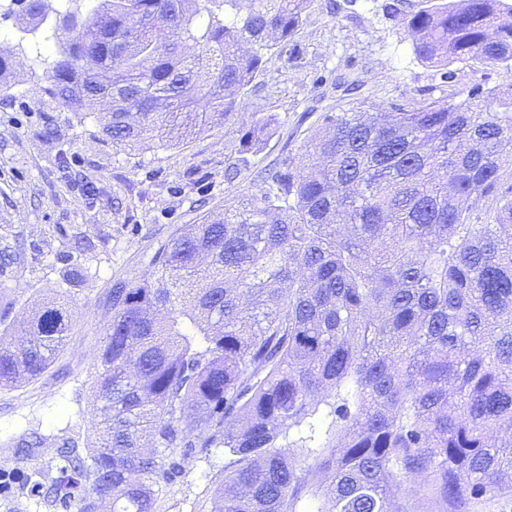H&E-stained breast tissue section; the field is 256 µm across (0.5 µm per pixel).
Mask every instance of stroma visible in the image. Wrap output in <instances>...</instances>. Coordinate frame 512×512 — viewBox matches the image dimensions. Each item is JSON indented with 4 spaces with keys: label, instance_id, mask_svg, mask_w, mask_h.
<instances>
[{
    "label": "stroma",
    "instance_id": "stroma-1",
    "mask_svg": "<svg viewBox=\"0 0 512 512\" xmlns=\"http://www.w3.org/2000/svg\"><path fill=\"white\" fill-rule=\"evenodd\" d=\"M387 2L313 0L297 59L269 56L238 116L162 150L153 142L113 144L98 119L51 103L48 80L34 75L31 49L39 37L22 32L12 0H0L8 13L0 20V49L13 55L9 94L0 96V251L15 255L0 267V313L18 323L36 303L62 296L74 314L71 338L51 367L37 380L0 389V462L13 461L19 440L34 433L46 443L23 462L26 470L54 465L68 429L93 436L94 372L112 282L148 274L157 242L180 225L258 194L256 171L297 155L322 113L363 100L378 109L409 106L480 82L504 83L499 70L481 63L454 65L451 82H442L416 58ZM256 111L273 115L276 125L238 177L226 181L225 168L239 164L229 145L241 116ZM64 156L70 166H62ZM79 238L95 249L79 260L87 278L69 286L61 257ZM227 462L220 448L189 461L159 493L156 512H212Z\"/></svg>",
    "mask_w": 512,
    "mask_h": 512
}]
</instances>
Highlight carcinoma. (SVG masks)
Returning a JSON list of instances; mask_svg holds the SVG:
<instances>
[{"label": "carcinoma", "instance_id": "1", "mask_svg": "<svg viewBox=\"0 0 512 512\" xmlns=\"http://www.w3.org/2000/svg\"><path fill=\"white\" fill-rule=\"evenodd\" d=\"M312 0H26L49 94L138 146L237 115L266 55L292 57ZM417 58L512 77V0H393ZM271 120L252 113L238 152ZM259 194L176 229L149 277L114 281L86 452L23 477L47 505L155 512L188 461H233L213 512H460L512 488V82L325 112ZM67 300L0 346V388L40 376L71 335Z\"/></svg>", "mask_w": 512, "mask_h": 512}]
</instances>
